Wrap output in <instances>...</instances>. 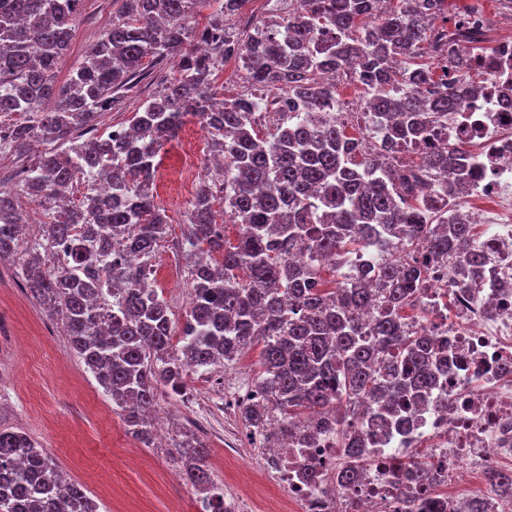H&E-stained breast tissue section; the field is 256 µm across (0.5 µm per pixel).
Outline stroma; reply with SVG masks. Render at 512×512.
Masks as SVG:
<instances>
[{
    "label": "stroma",
    "instance_id": "35a3bbf8",
    "mask_svg": "<svg viewBox=\"0 0 512 512\" xmlns=\"http://www.w3.org/2000/svg\"><path fill=\"white\" fill-rule=\"evenodd\" d=\"M117 0H84L70 49L58 64L66 81L86 50L112 24ZM170 71L161 64L131 92L122 94L103 126L124 124L143 100L159 90ZM210 138L196 121L184 124L162 150V170L171 178L203 170ZM198 179L159 194L170 230L151 258L155 288L174 319H183L190 298L182 283L190 279L181 249L186 212ZM56 319L31 298L17 264L0 261V423L22 429L39 442L69 481L80 484L101 512H197L198 498L180 474L174 443L192 433L208 448L207 466L214 483L229 495L263 502L281 512L286 501L269 498L264 453L251 438L237 411L224 404L220 389L191 390L189 400L160 392L154 411L168 420L163 446L145 444L128 430ZM238 453L225 457V441Z\"/></svg>",
    "mask_w": 512,
    "mask_h": 512
}]
</instances>
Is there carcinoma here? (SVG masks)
I'll return each mask as SVG.
<instances>
[{"mask_svg":"<svg viewBox=\"0 0 512 512\" xmlns=\"http://www.w3.org/2000/svg\"><path fill=\"white\" fill-rule=\"evenodd\" d=\"M83 0H0V150L25 154L28 140L45 149L23 166L18 187L38 197L45 221L40 237L18 238L23 216L15 192L0 188V260L20 264L25 288L68 328L70 344L129 427L149 442L148 411L164 386L180 395L184 366L199 369L235 360L262 345L259 380L274 395L283 421L336 418V446L357 457L356 419L377 397L398 411L434 383L429 343L401 331L400 312L423 287L427 257L466 250L474 225L448 215V204L414 192V170L455 168L465 149L432 142L443 135L448 113L463 98L436 74L441 63L458 81L487 65L492 22L456 18L436 28L447 0H290L288 16L259 21L241 38L230 17L245 0H211L201 26L189 23L199 0H121L112 27L83 56L64 83L59 60L70 49ZM208 45L196 51L194 43ZM246 70V90L216 105L213 87L224 59ZM169 61L172 74L114 136L98 129L121 92L144 75L145 60ZM350 59V81L373 97L366 113L369 139L350 136L336 117V91L321 81ZM280 95L268 101L263 91ZM55 102L49 112L44 102ZM207 128L222 162L200 181L187 214L184 250L190 260L191 297L185 326L152 288L149 260L168 232L154 197L162 147L185 119ZM417 160L406 162L394 148ZM112 161V194L87 188L78 203L58 204L83 169ZM224 223L238 228L229 245ZM367 239L383 259L371 268L383 282L384 311L363 338L360 313L369 289L349 278L329 293L316 256L349 254ZM126 241L125 253L107 263L108 241ZM69 243V266H56L48 242ZM427 256L419 257L414 244ZM116 288L109 331H97L92 305L102 281ZM180 335V346L172 340ZM396 351L389 380L376 366ZM249 428L258 429L267 407L241 402ZM181 471L208 491L213 512H224V491L214 486L205 447L187 437L176 444ZM0 512H96L83 489L66 481L43 448L22 431L0 426Z\"/></svg>","mask_w":512,"mask_h":512,"instance_id":"carcinoma-1","label":"carcinoma"}]
</instances>
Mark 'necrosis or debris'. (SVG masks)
Wrapping results in <instances>:
<instances>
[{"mask_svg":"<svg viewBox=\"0 0 512 512\" xmlns=\"http://www.w3.org/2000/svg\"><path fill=\"white\" fill-rule=\"evenodd\" d=\"M511 82L512 37L496 43L482 88H462L463 108L448 115L449 140L467 148L465 171L433 174L419 187L429 196L445 180L462 183L451 201L458 215L477 199L496 202L480 213L481 233L471 243L483 256L474 286L451 287L465 261L440 257L403 311L409 335L446 347L434 388L400 420L364 419L358 431L367 467L351 484L337 478L344 459L335 427L303 448L301 422L285 427L269 412L257 437L273 488L286 492L292 512H512V493L500 494L485 479L489 469L512 465V93L504 89ZM409 457L426 475L396 480L391 463ZM312 464L319 479L304 474Z\"/></svg>","mask_w":512,"mask_h":512,"instance_id":"1","label":"necrosis or debris"}]
</instances>
